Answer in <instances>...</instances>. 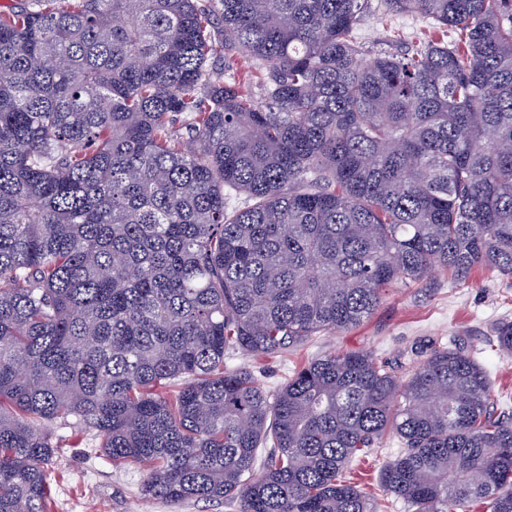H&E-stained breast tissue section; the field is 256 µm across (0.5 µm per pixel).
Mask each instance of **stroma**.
I'll use <instances>...</instances> for the list:
<instances>
[{
  "mask_svg": "<svg viewBox=\"0 0 512 512\" xmlns=\"http://www.w3.org/2000/svg\"><path fill=\"white\" fill-rule=\"evenodd\" d=\"M430 19L419 14L381 18L366 17L356 29L361 43L378 50L391 41L408 43L428 33ZM512 322V278L485 267L474 268L459 283L444 271L405 288H389L370 317L357 327L314 337L305 346L276 357L257 360L238 352L228 353L230 368L250 367L260 372L267 389L280 386L289 369L328 352H367L402 377L418 366L432 348L462 344L489 373L498 411L512 414V358L488 345L495 326ZM57 457L51 468L54 512H236L235 504L185 501L169 503L143 497V467L113 466L99 451L93 437L78 428H55ZM397 453L395 441L375 449L354 466L352 482L364 492L379 495V476L384 464Z\"/></svg>",
  "mask_w": 512,
  "mask_h": 512,
  "instance_id": "35a3bbf8",
  "label": "stroma"
}]
</instances>
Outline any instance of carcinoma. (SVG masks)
Wrapping results in <instances>:
<instances>
[{
	"mask_svg": "<svg viewBox=\"0 0 512 512\" xmlns=\"http://www.w3.org/2000/svg\"><path fill=\"white\" fill-rule=\"evenodd\" d=\"M376 9L442 35L371 56ZM478 266L512 277V0L0 10V512H52L57 423L148 466L153 500L376 512L342 473L394 436L380 488L410 512H512V420L475 358L398 379L330 352L273 391L224 366Z\"/></svg>",
	"mask_w": 512,
	"mask_h": 512,
	"instance_id": "obj_1",
	"label": "carcinoma"
}]
</instances>
